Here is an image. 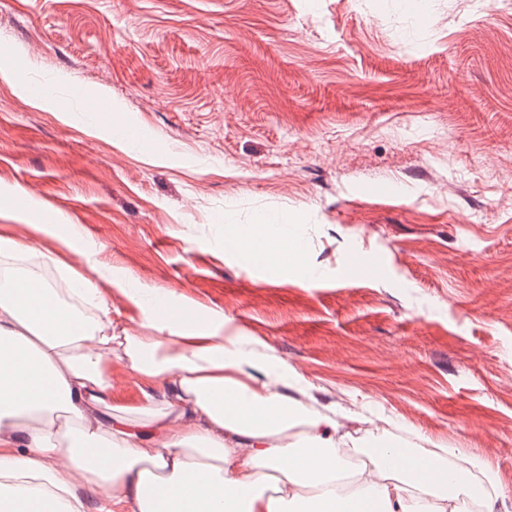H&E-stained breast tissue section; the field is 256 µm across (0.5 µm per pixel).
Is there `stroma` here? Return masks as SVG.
Returning a JSON list of instances; mask_svg holds the SVG:
<instances>
[{
    "label": "stroma",
    "instance_id": "obj_1",
    "mask_svg": "<svg viewBox=\"0 0 512 512\" xmlns=\"http://www.w3.org/2000/svg\"><path fill=\"white\" fill-rule=\"evenodd\" d=\"M264 214L316 281L239 263ZM46 222L118 327L114 275L223 318L349 449H462L512 512V0H0V225Z\"/></svg>",
    "mask_w": 512,
    "mask_h": 512
}]
</instances>
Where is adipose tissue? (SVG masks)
I'll return each instance as SVG.
<instances>
[{
	"label": "adipose tissue",
	"instance_id": "adipose-tissue-1",
	"mask_svg": "<svg viewBox=\"0 0 512 512\" xmlns=\"http://www.w3.org/2000/svg\"><path fill=\"white\" fill-rule=\"evenodd\" d=\"M228 224L238 251L304 277L312 271L280 217ZM34 241L0 234V512H460L478 489L442 464L445 449L408 453L369 434L368 457L344 479L346 434L330 413L288 397V371L244 379L251 354L223 319L187 305L159 311L130 281L113 286L138 308L120 329L92 275L63 260V288L45 276ZM163 389V401L112 407V362ZM303 432L289 442L294 427Z\"/></svg>",
	"mask_w": 512,
	"mask_h": 512
}]
</instances>
